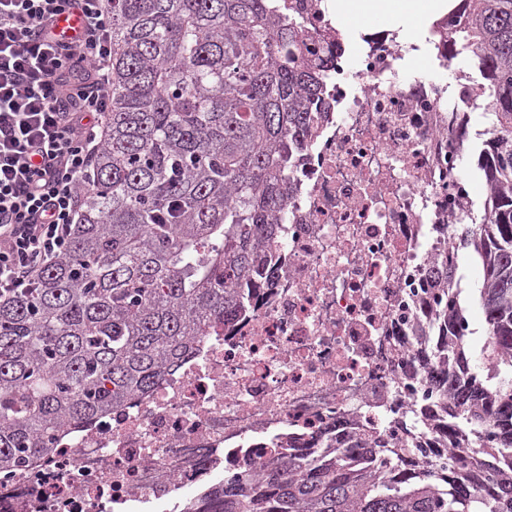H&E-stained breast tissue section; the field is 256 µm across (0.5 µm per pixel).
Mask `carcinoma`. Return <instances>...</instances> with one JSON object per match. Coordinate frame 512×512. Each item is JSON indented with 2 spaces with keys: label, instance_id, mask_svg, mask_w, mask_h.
Masks as SVG:
<instances>
[{
  "label": "carcinoma",
  "instance_id": "obj_1",
  "mask_svg": "<svg viewBox=\"0 0 512 512\" xmlns=\"http://www.w3.org/2000/svg\"><path fill=\"white\" fill-rule=\"evenodd\" d=\"M112 111L92 177L82 182L68 251L33 286L0 301V470L52 451L56 432L149 392L243 305L279 240L291 186L324 102V61H307L276 0H108ZM448 59L471 53L495 140L478 168L490 212L456 229L482 268V378L467 346L453 369L427 366L454 421L497 422L498 478L407 472L412 448L355 447L383 473L343 457L279 462L214 488L187 512H512V0H460ZM458 269L428 268L461 308Z\"/></svg>",
  "mask_w": 512,
  "mask_h": 512
}]
</instances>
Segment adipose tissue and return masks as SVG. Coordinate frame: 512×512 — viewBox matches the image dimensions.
I'll list each match as a JSON object with an SVG mask.
<instances>
[{"mask_svg": "<svg viewBox=\"0 0 512 512\" xmlns=\"http://www.w3.org/2000/svg\"><path fill=\"white\" fill-rule=\"evenodd\" d=\"M456 0H331L329 8L337 24L355 31L386 24L399 38L408 39L445 16Z\"/></svg>", "mask_w": 512, "mask_h": 512, "instance_id": "ef3b65f1", "label": "adipose tissue"}]
</instances>
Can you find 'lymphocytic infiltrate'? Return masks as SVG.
Instances as JSON below:
<instances>
[{
  "label": "lymphocytic infiltrate",
  "instance_id": "lymphocytic-infiltrate-1",
  "mask_svg": "<svg viewBox=\"0 0 512 512\" xmlns=\"http://www.w3.org/2000/svg\"><path fill=\"white\" fill-rule=\"evenodd\" d=\"M74 11L77 33L57 37ZM111 104L106 0H0V298L68 250Z\"/></svg>",
  "mask_w": 512,
  "mask_h": 512
}]
</instances>
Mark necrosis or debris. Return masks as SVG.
Returning <instances> with one entry per match:
<instances>
[{"label": "necrosis or debris", "instance_id": "4bbe7bcc", "mask_svg": "<svg viewBox=\"0 0 512 512\" xmlns=\"http://www.w3.org/2000/svg\"><path fill=\"white\" fill-rule=\"evenodd\" d=\"M282 5L305 53L331 64L325 107L288 171L272 277L158 388L61 428L52 452L0 471V512H178L244 468L333 457L356 436L415 447V467L451 472L469 467L472 445L495 446L491 419L476 437L449 432L447 398L414 359L416 327L448 301L427 265L458 264L452 227L492 196L462 166L468 135H448L457 97L414 70L447 50L376 29L341 51L328 0Z\"/></svg>", "mask_w": 512, "mask_h": 512}]
</instances>
